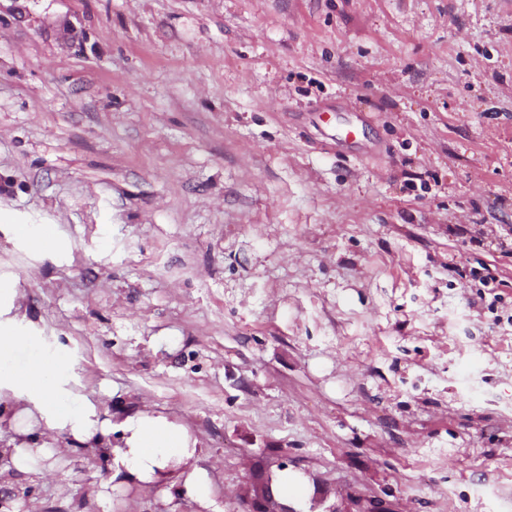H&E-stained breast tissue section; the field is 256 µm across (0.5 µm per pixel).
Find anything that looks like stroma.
<instances>
[{"label": "stroma", "instance_id": "obj_1", "mask_svg": "<svg viewBox=\"0 0 512 512\" xmlns=\"http://www.w3.org/2000/svg\"><path fill=\"white\" fill-rule=\"evenodd\" d=\"M510 225L512 0H0L12 363L183 425L209 480L61 434L0 512H247L283 461L336 512H512Z\"/></svg>", "mask_w": 512, "mask_h": 512}]
</instances>
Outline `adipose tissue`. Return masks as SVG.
Listing matches in <instances>:
<instances>
[{
	"instance_id": "obj_1",
	"label": "adipose tissue",
	"mask_w": 512,
	"mask_h": 512,
	"mask_svg": "<svg viewBox=\"0 0 512 512\" xmlns=\"http://www.w3.org/2000/svg\"><path fill=\"white\" fill-rule=\"evenodd\" d=\"M17 291L0 287V425L22 441L0 450L8 468L20 473L38 471L53 448L44 439L64 434L81 444H94L109 469L151 483L170 476L198 452L187 430L162 415L137 412L120 425L100 419L96 406L78 397L60 372L57 361L37 356L24 368H9L8 360L24 343L13 325ZM120 438H113V429Z\"/></svg>"
}]
</instances>
